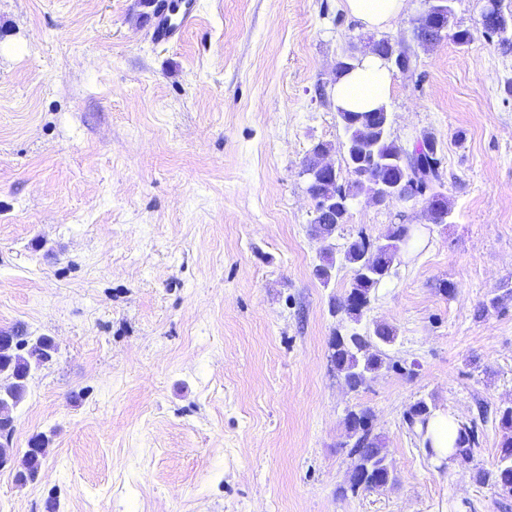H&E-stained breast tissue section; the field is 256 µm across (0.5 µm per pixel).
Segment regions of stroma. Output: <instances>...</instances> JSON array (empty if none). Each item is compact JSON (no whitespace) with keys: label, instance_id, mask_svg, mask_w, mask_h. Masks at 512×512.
<instances>
[{"label":"stroma","instance_id":"stroma-1","mask_svg":"<svg viewBox=\"0 0 512 512\" xmlns=\"http://www.w3.org/2000/svg\"><path fill=\"white\" fill-rule=\"evenodd\" d=\"M482 4L453 0L471 44L423 53L419 82L391 72L386 99L397 144L436 140L449 223L359 196L326 242L302 161L319 142L344 158L335 66L409 37L422 0L383 30L344 0H198L171 45L139 0H0V328L57 346L12 411L13 462L38 433L48 453L23 486L0 467V512H512L475 480L512 406V50ZM402 220L420 240L352 323V273L322 283L323 250ZM379 324L387 362L349 390L332 339ZM421 399L475 424L471 460L423 448ZM358 408L383 491L347 484Z\"/></svg>","mask_w":512,"mask_h":512}]
</instances>
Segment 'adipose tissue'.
Returning <instances> with one entry per match:
<instances>
[{"label": "adipose tissue", "mask_w": 512, "mask_h": 512, "mask_svg": "<svg viewBox=\"0 0 512 512\" xmlns=\"http://www.w3.org/2000/svg\"><path fill=\"white\" fill-rule=\"evenodd\" d=\"M349 14L366 27L378 29L395 20L405 7V0H345ZM390 83V73L374 55L363 56L360 64L337 78L332 92L337 108L352 112H367L384 105ZM461 423L447 411L433 412L423 430V443L436 456L453 458Z\"/></svg>", "instance_id": "adipose-tissue-1"}]
</instances>
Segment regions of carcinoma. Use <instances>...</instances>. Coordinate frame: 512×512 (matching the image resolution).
I'll return each mask as SVG.
<instances>
[{"mask_svg": "<svg viewBox=\"0 0 512 512\" xmlns=\"http://www.w3.org/2000/svg\"><path fill=\"white\" fill-rule=\"evenodd\" d=\"M453 16V8L436 9L420 20L416 31L409 40L399 41L400 49H395L390 39L383 37L374 41V50L386 56H395L398 69L409 81L417 77L420 51H425L442 40L448 33L459 46H465L473 38L467 28H457L448 32ZM483 34L497 36L500 45L512 49V12L487 10L481 14ZM339 119L346 132L345 163L351 176L347 185L339 183L341 169L336 173L320 172L309 177L308 192L315 198L331 197L336 200V208L325 213H316L312 220L314 231L324 239L333 237L345 222L348 200L361 193L373 196L372 183L399 190H411L416 184L427 189L425 200L433 224L448 223V200L442 193V159L435 139L423 136L421 141L408 151L390 139L388 120L384 113L338 112ZM412 225L393 224L385 236V242L375 243L365 236L346 243L343 249L335 253L324 252L322 264L316 270L317 276L328 281L331 270L336 267H348L353 278L344 300L337 306L352 321L359 320L364 307L371 300V292L391 273L394 261L404 245L410 239ZM394 340V331L387 325H378L371 332L356 329L346 335L336 334L332 340L331 362L343 374L345 385L358 390L367 379V374L378 370L383 364L381 347ZM31 338L23 332L11 345L0 344V371L5 370L16 379L12 393L14 404L21 403L28 388L29 378L34 368L41 363L31 357L29 342ZM431 406L419 400L409 408L407 422L414 426L425 423L431 415ZM347 441L342 447L349 448L353 457V481L349 485L351 492L359 490H379L394 481V475L387 462L384 444L373 433L371 411L367 408L350 410L345 418ZM499 425L504 432L501 442L500 458L493 471L479 470L476 480L480 483L491 482L501 490L512 495V406L500 411ZM478 444L474 427H464L457 442L459 455L468 458Z\"/></svg>", "mask_w": 512, "mask_h": 512, "instance_id": "cac0c4a2", "label": "carcinoma"}]
</instances>
